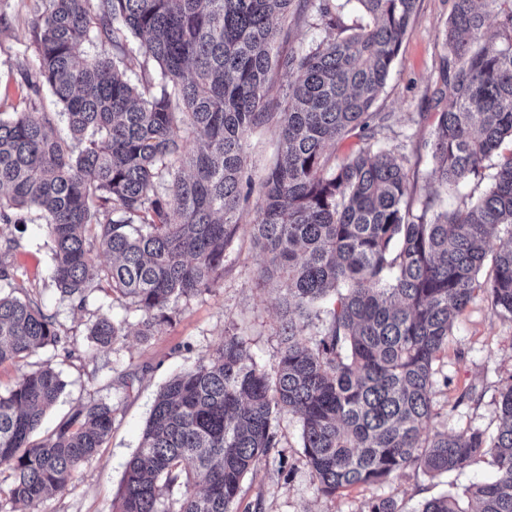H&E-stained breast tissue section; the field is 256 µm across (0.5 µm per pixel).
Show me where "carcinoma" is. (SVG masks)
<instances>
[{
    "mask_svg": "<svg viewBox=\"0 0 512 512\" xmlns=\"http://www.w3.org/2000/svg\"><path fill=\"white\" fill-rule=\"evenodd\" d=\"M356 2L369 22L351 28L337 0L33 4L31 109L0 113V222H22V210L44 220L60 295L81 308L94 291L127 298L143 312L138 335H155L176 303L218 286L255 194L257 276L285 290L273 370L232 333L160 390L117 512H163V490L175 485L184 488L176 512H237L244 478L279 445L284 411L301 419V448L325 497L410 466L435 477L488 458L495 476L473 485L468 503L448 494L419 512H512V383L499 393L495 436L423 437L453 318L481 289L493 314L512 320V238L495 243L512 227V0H453L430 96L433 173L456 188L492 159L495 174L456 210L436 213L430 197L420 216L405 158L382 145L392 114L373 111L416 0ZM290 15L314 19L326 37L282 54L289 31L277 22ZM92 40L101 51L80 56ZM138 54L139 85L127 77ZM45 88L62 111H38ZM58 121L69 137L56 134ZM264 127L277 156L256 182L245 145ZM349 137L356 148L333 159ZM95 248L109 262H95ZM489 254L494 275L481 282ZM327 298L308 333L303 314ZM126 329L104 314L87 326L101 346ZM60 343L0 253V364L19 369L0 391V470L12 472L14 505L65 490L112 431L116 409L91 399L33 440L65 383L28 358Z\"/></svg>",
    "mask_w": 512,
    "mask_h": 512,
    "instance_id": "carcinoma-1",
    "label": "carcinoma"
}]
</instances>
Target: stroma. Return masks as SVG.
Returning a JSON list of instances; mask_svg holds the SVG:
<instances>
[{
  "label": "stroma",
  "mask_w": 512,
  "mask_h": 512,
  "mask_svg": "<svg viewBox=\"0 0 512 512\" xmlns=\"http://www.w3.org/2000/svg\"><path fill=\"white\" fill-rule=\"evenodd\" d=\"M453 0H417V15L409 26L391 75L375 109L392 115L384 141L406 158L414 185L413 210L434 196L436 210L458 207L464 195L481 194L490 186L493 170L483 166L478 176L459 190L446 191L432 174L425 146L434 129L435 114L427 98L445 53L443 36ZM0 113L20 112L30 102L22 68L34 65L36 43L31 30L30 0H0ZM255 210H247L236 237L227 247L224 278L219 288L179 302L170 324L155 336L136 334L101 348L87 336L86 325L96 315L137 323L141 314L130 302L96 291L84 309L59 295L47 278L51 263L45 234L36 215L25 225L0 223V252L11 251L18 282L32 288L42 307L67 336L72 358L64 350L46 347L31 358L60 371L65 388L47 412L43 431H51L73 408L95 398L116 409L112 433L99 454L84 465L61 493L39 504L34 512H115L127 460L139 446L151 406L160 389L176 374L207 357L224 342L226 332L242 336L257 363L272 368L279 357L281 293L275 285L257 284L255 273L263 258L251 240ZM17 250H9L10 241ZM435 417L430 433L454 434L468 428L494 434L499 425L496 400L512 381V321L492 313L483 292H475L466 310L453 322L448 346L435 364ZM278 448L249 473L243 483L238 512H368L381 498L393 499L401 512H419L422 503L442 495H459L489 479V461L433 477L410 467L381 484L359 485L336 497L322 496L302 454L296 415L278 418Z\"/></svg>",
  "instance_id": "stroma-1"
}]
</instances>
